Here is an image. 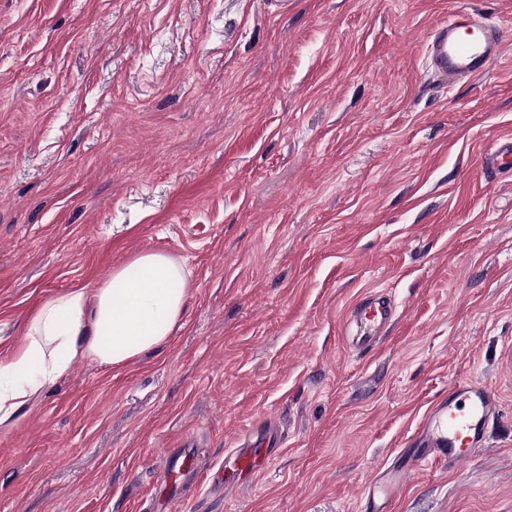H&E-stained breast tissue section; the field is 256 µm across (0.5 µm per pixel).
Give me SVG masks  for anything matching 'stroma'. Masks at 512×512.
Segmentation results:
<instances>
[{"instance_id":"1","label":"stroma","mask_w":512,"mask_h":512,"mask_svg":"<svg viewBox=\"0 0 512 512\" xmlns=\"http://www.w3.org/2000/svg\"><path fill=\"white\" fill-rule=\"evenodd\" d=\"M497 24L488 71L444 87L425 35ZM512 0H0V363L46 296L146 251L191 273L182 326L77 362L0 428V512H143L177 442L209 471L180 512H368L426 410L500 398L485 444L412 474L393 512H512ZM397 319L356 348L348 310ZM271 464L224 458L266 421ZM481 165L486 176L512 172V141L499 142L481 155ZM395 313V304L386 293L372 297L368 305L360 308L357 314L363 332L360 336V347L364 350L372 347L378 337L372 333V330L375 326L380 327L389 323L394 318Z\"/></svg>"}]
</instances>
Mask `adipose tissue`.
Listing matches in <instances>:
<instances>
[{"mask_svg":"<svg viewBox=\"0 0 512 512\" xmlns=\"http://www.w3.org/2000/svg\"><path fill=\"white\" fill-rule=\"evenodd\" d=\"M185 264L162 252H143L113 269L94 288L73 287L34 308L23 343L0 365V427L55 384L77 362L118 365L166 344L190 294Z\"/></svg>","mask_w":512,"mask_h":512,"instance_id":"adipose-tissue-1","label":"adipose tissue"}]
</instances>
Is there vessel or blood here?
I'll use <instances>...</instances> for the list:
<instances>
[{
	"label": "vessel or blood",
	"mask_w": 512,
	"mask_h": 512,
	"mask_svg": "<svg viewBox=\"0 0 512 512\" xmlns=\"http://www.w3.org/2000/svg\"><path fill=\"white\" fill-rule=\"evenodd\" d=\"M501 46L500 30L483 15L454 13L429 33L427 58L432 73L447 85L462 76L484 73L490 62L500 56ZM481 165L489 177L512 172V141L487 148L481 155ZM395 313V304L385 293L372 297L368 305L360 308L362 348L372 347L376 341L374 328L389 323ZM499 407V398L490 388L470 380L457 382L447 400L423 415L418 427L420 453L412 456L406 465L386 470L365 487L363 494L373 512H388V504L396 499L411 473L436 462L459 463L465 452L483 446L486 430L498 415ZM281 444L282 435L273 428L244 439L228 459L232 476L225 479V487H235L239 476L270 464ZM201 472L200 458L191 446L169 452L160 471L163 489L167 492L180 489Z\"/></svg>",
	"instance_id": "obj_1"
}]
</instances>
